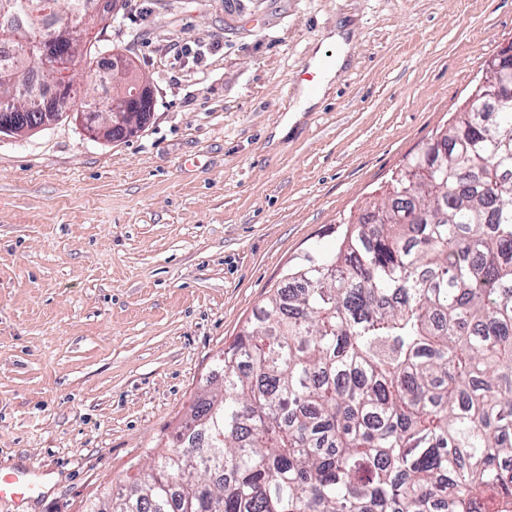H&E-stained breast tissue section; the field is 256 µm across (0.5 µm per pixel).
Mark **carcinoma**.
<instances>
[{"label":"carcinoma","instance_id":"obj_1","mask_svg":"<svg viewBox=\"0 0 512 512\" xmlns=\"http://www.w3.org/2000/svg\"><path fill=\"white\" fill-rule=\"evenodd\" d=\"M32 76L41 0H0ZM177 449L86 512H512V111L459 112L288 270Z\"/></svg>","mask_w":512,"mask_h":512}]
</instances>
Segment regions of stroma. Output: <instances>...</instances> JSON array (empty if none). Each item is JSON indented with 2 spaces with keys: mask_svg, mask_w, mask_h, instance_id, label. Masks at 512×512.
Here are the masks:
<instances>
[{
  "mask_svg": "<svg viewBox=\"0 0 512 512\" xmlns=\"http://www.w3.org/2000/svg\"><path fill=\"white\" fill-rule=\"evenodd\" d=\"M90 34L155 105L114 143L69 119L0 137V470L44 474L0 512H85L175 449L289 268L452 124L512 0H123Z\"/></svg>",
  "mask_w": 512,
  "mask_h": 512,
  "instance_id": "stroma-1",
  "label": "stroma"
}]
</instances>
